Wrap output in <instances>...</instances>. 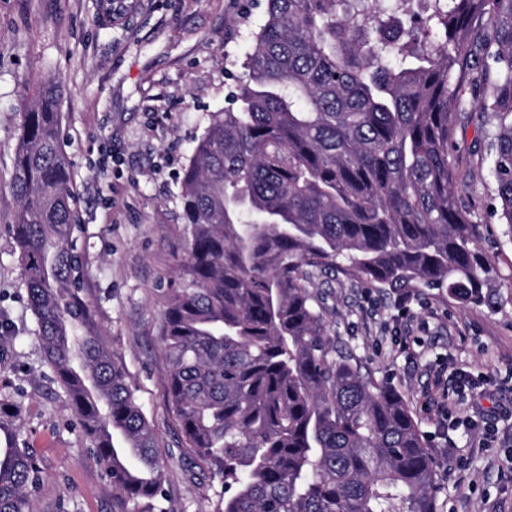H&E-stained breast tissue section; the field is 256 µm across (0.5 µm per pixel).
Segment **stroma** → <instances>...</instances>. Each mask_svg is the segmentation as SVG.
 Returning <instances> with one entry per match:
<instances>
[{"label":"stroma","instance_id":"obj_1","mask_svg":"<svg viewBox=\"0 0 512 512\" xmlns=\"http://www.w3.org/2000/svg\"><path fill=\"white\" fill-rule=\"evenodd\" d=\"M101 3L0 0V422L41 463L32 512H120L44 357L12 232L20 112L36 85L59 76L62 140L79 193L81 295L158 436L159 505L224 512L221 482L186 447L168 404L161 316L183 284L182 169L244 77L267 0H112L108 22ZM485 130L469 110L449 154L459 200L476 212L479 245L496 269L489 303L465 307L418 288L403 325L394 319L398 291L337 272L328 279V334L408 400L438 462V512H512V238L493 213ZM441 364L466 372L478 392L450 395L438 409ZM482 414L497 421L488 448L449 427Z\"/></svg>","mask_w":512,"mask_h":512}]
</instances>
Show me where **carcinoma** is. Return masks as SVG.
I'll return each instance as SVG.
<instances>
[{"mask_svg":"<svg viewBox=\"0 0 512 512\" xmlns=\"http://www.w3.org/2000/svg\"><path fill=\"white\" fill-rule=\"evenodd\" d=\"M245 77L181 178L185 281L162 314L168 403L224 512H437L404 396L327 334L328 269L488 301L495 268L448 141L474 106L512 237V0H268ZM52 79L23 109L13 237L45 358L122 512H154L165 463L77 288L78 196ZM27 448L0 450V512H31Z\"/></svg>","mask_w":512,"mask_h":512,"instance_id":"obj_1","label":"carcinoma"}]
</instances>
